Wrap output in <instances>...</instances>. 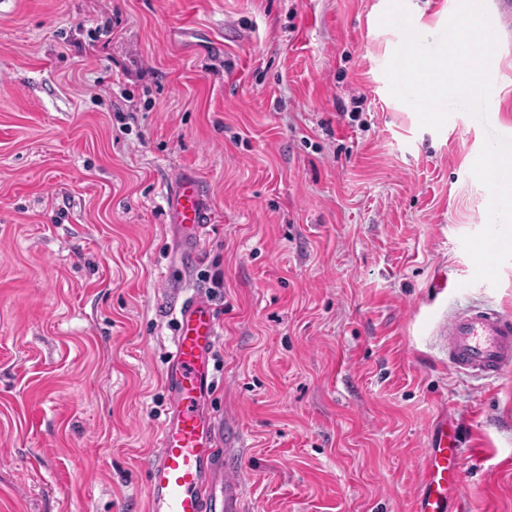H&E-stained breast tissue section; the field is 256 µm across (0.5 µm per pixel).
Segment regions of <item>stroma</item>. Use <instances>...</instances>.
Returning <instances> with one entry per match:
<instances>
[{"label":"stroma","mask_w":512,"mask_h":512,"mask_svg":"<svg viewBox=\"0 0 512 512\" xmlns=\"http://www.w3.org/2000/svg\"><path fill=\"white\" fill-rule=\"evenodd\" d=\"M449 0H404L435 39ZM389 0H0V512H145L175 297L223 325L215 413L243 512H412L440 418L467 512H512V379L458 378L436 329L512 312L474 281L472 176L512 127L419 125L384 70ZM213 227L173 263L166 200ZM169 211L179 234L181 266L184 270H190L212 221L199 182L194 177L185 176L175 183L170 193Z\"/></svg>","instance_id":"35a3bbf8"}]
</instances>
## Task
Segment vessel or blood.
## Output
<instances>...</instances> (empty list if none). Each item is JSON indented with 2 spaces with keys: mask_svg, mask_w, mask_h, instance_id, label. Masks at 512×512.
Listing matches in <instances>:
<instances>
[{
  "mask_svg": "<svg viewBox=\"0 0 512 512\" xmlns=\"http://www.w3.org/2000/svg\"><path fill=\"white\" fill-rule=\"evenodd\" d=\"M180 239V263L190 269L212 215L198 181L180 178L170 195ZM176 334L163 371L170 406L147 474L148 512H240V482L227 478L224 422L209 409L210 365L221 323L206 295L175 301ZM448 365L457 374L498 382L512 377V313L467 307L440 330ZM461 433L439 422L425 453L415 512H448L459 496Z\"/></svg>",
  "mask_w": 512,
  "mask_h": 512,
  "instance_id": "1",
  "label": "vessel or blood"
}]
</instances>
